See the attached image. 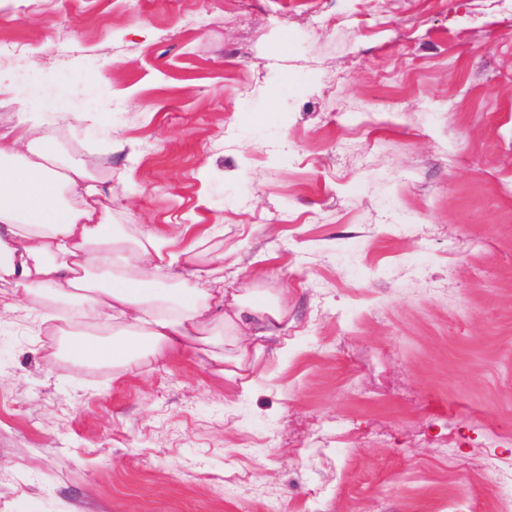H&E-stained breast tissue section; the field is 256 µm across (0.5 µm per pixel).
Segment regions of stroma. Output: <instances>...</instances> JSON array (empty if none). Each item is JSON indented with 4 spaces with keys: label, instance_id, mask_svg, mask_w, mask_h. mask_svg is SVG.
<instances>
[{
    "label": "stroma",
    "instance_id": "stroma-1",
    "mask_svg": "<svg viewBox=\"0 0 512 512\" xmlns=\"http://www.w3.org/2000/svg\"><path fill=\"white\" fill-rule=\"evenodd\" d=\"M0 71L98 111L60 143L126 195L109 231L189 225L287 311L245 392L200 353L78 367L17 310L0 512H494L512 0H0Z\"/></svg>",
    "mask_w": 512,
    "mask_h": 512
}]
</instances>
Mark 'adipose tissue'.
I'll return each mask as SVG.
<instances>
[{
  "label": "adipose tissue",
  "mask_w": 512,
  "mask_h": 512,
  "mask_svg": "<svg viewBox=\"0 0 512 512\" xmlns=\"http://www.w3.org/2000/svg\"><path fill=\"white\" fill-rule=\"evenodd\" d=\"M97 121L93 112L0 114V317L31 301L41 324L59 334L96 318L110 330L108 341L77 337L64 347L116 368L201 342L222 377L250 389L247 372L265 339L280 336L285 310L243 294L226 312L223 289L193 265L198 242L170 249L186 225L168 234H106L111 184L56 141L62 129Z\"/></svg>",
  "instance_id": "obj_1"
}]
</instances>
